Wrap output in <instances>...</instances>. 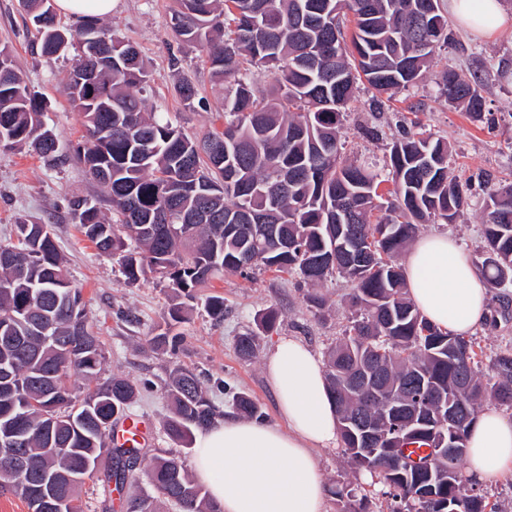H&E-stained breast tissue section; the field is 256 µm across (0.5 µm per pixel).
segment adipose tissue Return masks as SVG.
I'll return each instance as SVG.
<instances>
[{
  "label": "adipose tissue",
  "mask_w": 512,
  "mask_h": 512,
  "mask_svg": "<svg viewBox=\"0 0 512 512\" xmlns=\"http://www.w3.org/2000/svg\"><path fill=\"white\" fill-rule=\"evenodd\" d=\"M455 22L471 33L512 36L500 0H448ZM402 269L407 292L436 328L465 336L489 313L488 288L454 238L419 237ZM282 425L233 416L214 420L196 437L193 478L222 512H325L318 449L337 441L335 404L321 360L300 340L280 337L266 361ZM468 463L473 478L512 474V418L485 408L472 425Z\"/></svg>",
  "instance_id": "1"
}]
</instances>
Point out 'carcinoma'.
Returning a JSON list of instances; mask_svg holds the SVG:
<instances>
[{"instance_id": "cac0c4a2", "label": "carcinoma", "mask_w": 512, "mask_h": 512, "mask_svg": "<svg viewBox=\"0 0 512 512\" xmlns=\"http://www.w3.org/2000/svg\"><path fill=\"white\" fill-rule=\"evenodd\" d=\"M43 0H20L40 39L37 54L51 63L73 49L79 60L66 85L86 121L75 154L112 197L107 219L89 198L69 201L82 235L102 253L121 254L131 283L152 278L191 296L224 274L256 268L291 274L309 286L308 305L327 308L314 286L342 278L351 284V321L325 353V374L338 413L337 434L352 469L380 484L389 512H497L460 463L467 434L485 401L512 407V349L482 355L462 336L431 326L409 298L400 256L420 223H451L468 205L463 186L448 177V142L422 125L390 147L388 178L349 160L339 129L358 84L393 96L428 73L451 33L441 0H174L173 29L197 45L211 76L228 82L224 130L201 139L147 111L136 94L149 72L133 44L96 18L60 28ZM354 34L346 41L344 28ZM89 32L104 36L100 66L82 48ZM273 79L275 93L258 95L254 73ZM489 75L448 68L438 82L448 106L484 118ZM47 103L25 79L11 52L0 49V150L28 148L47 163L60 160L44 117ZM480 265L489 285L512 294V183L485 188ZM288 239L275 247L272 232ZM16 241L0 243V437L19 438L25 469L0 464V488L29 512L49 499L55 512H84L81 491L95 479L131 488L125 512H221L189 475L180 457L114 448V427L139 393L127 376L101 382L100 336L72 287L49 225L15 224ZM278 318L270 309L257 330L240 334L237 354L258 350V331ZM76 377L83 390L67 382ZM173 440L214 420L215 406L200 377L174 367L165 386ZM455 422L444 423L439 402ZM243 417L262 418L246 393L233 397ZM368 419L378 433L372 457L352 426ZM443 431L455 444L446 461L406 454L433 447ZM332 494L341 512H369L368 496L351 484Z\"/></svg>"}]
</instances>
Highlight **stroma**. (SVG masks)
Here are the masks:
<instances>
[{
    "label": "stroma",
    "instance_id": "35a3bbf8",
    "mask_svg": "<svg viewBox=\"0 0 512 512\" xmlns=\"http://www.w3.org/2000/svg\"><path fill=\"white\" fill-rule=\"evenodd\" d=\"M172 5V0H116L105 23L139 49L150 74L141 91L149 110L157 117L172 119L191 137L223 130L225 88L212 80L199 48L182 43L174 33ZM448 28L452 40L434 59L426 79L400 92L390 106L381 109L373 105L369 95L359 94L346 108L341 135L351 158L378 168L383 167L392 141L411 121H419L436 136L447 139L451 145L448 169L468 185V205L455 222L432 220L422 224L419 232L449 234L473 257L483 246L481 187L512 177V37L475 36L453 21ZM37 36L19 0H0V45L12 49L17 67L50 101L47 122L67 162L54 168L30 151H0V243L8 241L17 219L51 225L67 260L70 279L81 289L87 315L101 337V378L120 373L137 382L150 381L151 392L134 403L129 413L149 421L154 453L177 454L185 467H192L193 450L163 432L168 415L163 386L170 370L181 365L204 374L220 415L233 412L230 391H243L259 404L265 422L279 423L265 372L274 344L280 337L292 336L316 354H323L349 324L344 298L350 286L341 279L321 284L319 290L331 309L318 317L304 300L303 287L289 276L259 271L247 280L228 274L214 283L215 294L224 299L223 321H214L207 314L205 300L200 297L184 320L172 322L168 316L171 293L152 279L127 283L118 258L99 253L72 220L67 208L72 197L93 199L106 215L111 214L112 205L106 188L85 173L73 152L85 133L84 115L69 98L63 81L73 56L68 53L45 63L31 51ZM451 65L493 72L494 78L483 93V121H472L440 98L435 76ZM184 78L194 82L202 100L192 109L182 105L175 90ZM270 308L279 313L275 328L262 334L256 358L240 359L234 350L236 336L254 329L256 316ZM489 310L498 318V325H484L470 336L475 347L487 354L512 343V307L503 308L493 294ZM165 331L180 337L176 351L145 350L146 337ZM318 462L326 488L343 482L358 484L370 497L372 512H388L379 485L368 473L351 469L340 448L321 449Z\"/></svg>",
    "mask_w": 512,
    "mask_h": 512
}]
</instances>
